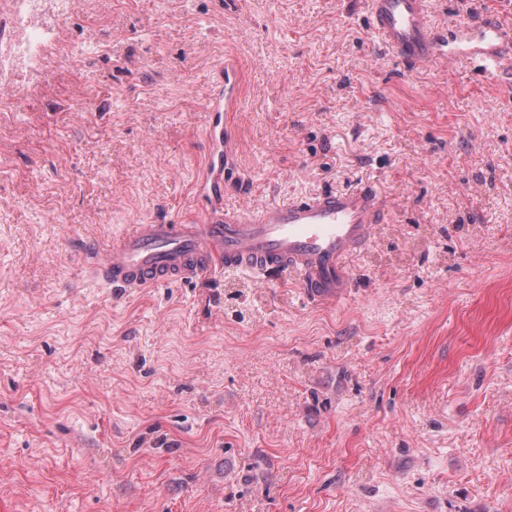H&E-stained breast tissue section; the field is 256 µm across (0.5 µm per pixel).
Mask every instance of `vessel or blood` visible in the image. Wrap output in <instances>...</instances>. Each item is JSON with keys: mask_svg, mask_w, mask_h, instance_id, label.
<instances>
[{"mask_svg": "<svg viewBox=\"0 0 512 512\" xmlns=\"http://www.w3.org/2000/svg\"><path fill=\"white\" fill-rule=\"evenodd\" d=\"M378 40L411 67L445 57L495 75L512 69V27L495 17L439 29L428 0H365ZM224 93L209 100L207 165L195 193L204 206L198 224H132L108 245L83 253L89 281L110 288H159L231 270L297 281L311 305L336 304L354 288L351 261L371 242L386 211L371 185L325 188L268 202L247 212L224 207L232 155L224 115L238 111Z\"/></svg>", "mask_w": 512, "mask_h": 512, "instance_id": "obj_1", "label": "vessel or blood"}]
</instances>
